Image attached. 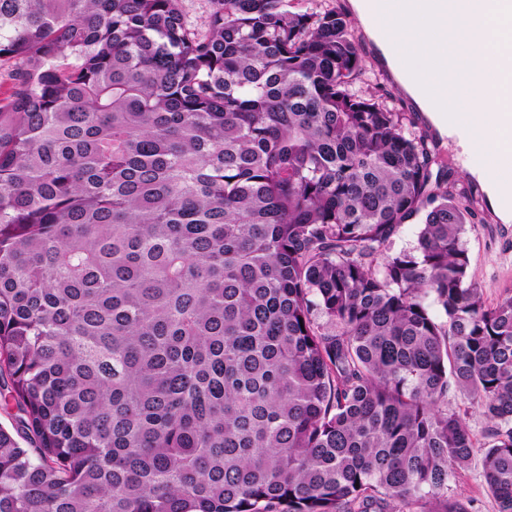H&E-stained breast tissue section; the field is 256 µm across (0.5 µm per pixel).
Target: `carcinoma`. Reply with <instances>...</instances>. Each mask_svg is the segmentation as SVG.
Here are the masks:
<instances>
[{"label": "carcinoma", "instance_id": "1", "mask_svg": "<svg viewBox=\"0 0 512 512\" xmlns=\"http://www.w3.org/2000/svg\"><path fill=\"white\" fill-rule=\"evenodd\" d=\"M177 2L0 0V512H469L475 458L512 512L476 187L354 89L343 13ZM178 7L191 30L199 35L207 33L209 18L215 9L213 0H179ZM448 408L460 411L461 414L467 413L464 418L471 437L477 445L480 446L488 441L489 424L474 409L470 408L468 401L453 387L448 391Z\"/></svg>", "mask_w": 512, "mask_h": 512}]
</instances>
